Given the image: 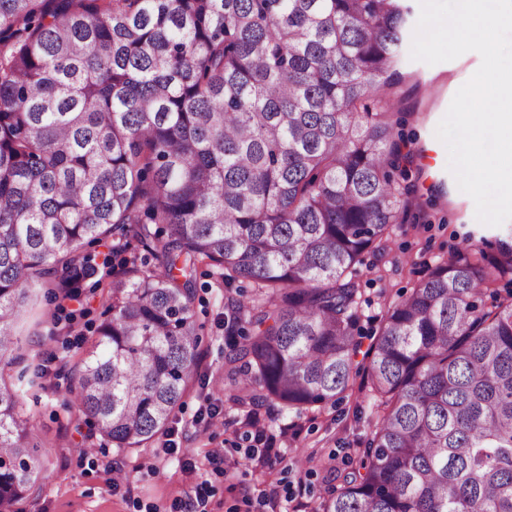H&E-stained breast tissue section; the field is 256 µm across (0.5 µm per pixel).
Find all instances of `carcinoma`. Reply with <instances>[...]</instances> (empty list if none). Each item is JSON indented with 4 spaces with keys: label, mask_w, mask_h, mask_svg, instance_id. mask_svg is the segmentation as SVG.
I'll list each match as a JSON object with an SVG mask.
<instances>
[{
    "label": "carcinoma",
    "mask_w": 512,
    "mask_h": 512,
    "mask_svg": "<svg viewBox=\"0 0 512 512\" xmlns=\"http://www.w3.org/2000/svg\"><path fill=\"white\" fill-rule=\"evenodd\" d=\"M405 2L0 0V505L42 471L4 378L30 368L15 324L116 233L147 256L70 389L116 453L168 434L197 379L206 262L233 403L302 414L364 374L370 436L314 512H512V243L467 237L355 339L358 267L408 211Z\"/></svg>",
    "instance_id": "carcinoma-1"
}]
</instances>
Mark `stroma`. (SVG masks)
Returning a JSON list of instances; mask_svg holds the SVG:
<instances>
[{"mask_svg":"<svg viewBox=\"0 0 512 512\" xmlns=\"http://www.w3.org/2000/svg\"><path fill=\"white\" fill-rule=\"evenodd\" d=\"M481 64L478 53L435 65L404 58L397 90L405 101L392 118L410 138L415 160L407 167L411 188L406 223L395 225L380 252L368 257L356 279L359 325L377 331L388 306L402 300L428 267L449 257L464 237H512V220L487 226L475 218V204L459 191L447 169L448 153L435 131L458 91ZM117 239L92 247V267L77 299L58 302L40 294L19 324L23 350L43 366L41 378L21 382V413L42 444L43 472L21 512H174L186 494L204 491L211 512H266L265 497L276 494V512L294 503L313 508L339 486L351 457L369 435L373 402L362 380L343 397L302 414L265 406L257 415L282 450L281 462L254 468L244 451L256 444L246 414L224 403V286L213 267L198 270L194 311L203 325L200 370L204 375L184 399L173 424L177 452L164 441L116 454L100 447L90 427L76 422L68 391L72 372L97 337L108 287L123 263ZM213 414L199 424L202 411ZM223 451L225 461L208 462Z\"/></svg>","mask_w":512,"mask_h":512,"instance_id":"obj_1","label":"stroma"}]
</instances>
